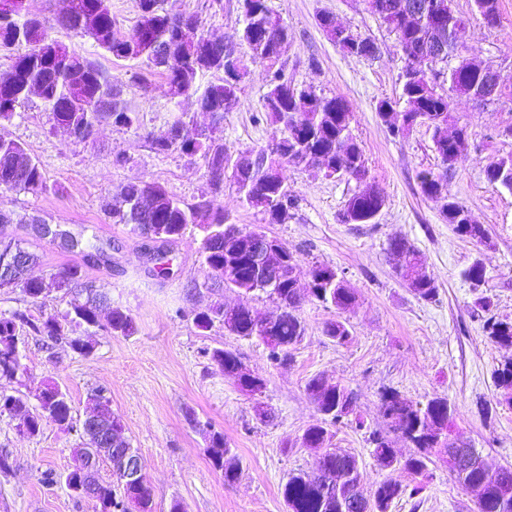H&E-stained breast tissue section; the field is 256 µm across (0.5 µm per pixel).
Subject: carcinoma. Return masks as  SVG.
Wrapping results in <instances>:
<instances>
[{
	"label": "carcinoma",
	"mask_w": 512,
	"mask_h": 512,
	"mask_svg": "<svg viewBox=\"0 0 512 512\" xmlns=\"http://www.w3.org/2000/svg\"><path fill=\"white\" fill-rule=\"evenodd\" d=\"M27 0H13V16H0V54L9 60L15 70L17 83L12 86L0 84V125L11 122L18 112L17 107L27 99L24 87L28 84L42 85V97L49 120L59 121L71 127L73 143L85 142L101 121L112 125L132 128L137 125V114L130 111L120 98L112 74L96 62L69 49L62 41L51 36L46 22L29 12ZM165 0H137L138 20L132 31L122 35L115 29L111 0H70L67 21L61 28L74 36L88 37L104 52L118 59H141L147 67L159 71L167 78L171 98L184 96L197 98L212 114L213 123L208 133L194 140L182 138L183 119H176L164 139L148 137L151 149L158 153L178 151L184 156H200L205 161L210 188L218 193L224 188V169L229 158L222 143L224 112L230 106L229 99H238L247 69L240 65L234 76H222L216 82L201 85L200 77L207 72L224 71L221 52L209 50L207 44L184 38L179 27L170 19L163 6ZM385 15L382 22L400 38L405 49L418 55L427 46L439 40L445 44V52L439 59L425 62L429 73L436 77V66L459 54L460 47L448 43V27L464 21L451 6V0H378ZM419 3V15L408 16V7ZM242 23L237 31L238 40L248 46L251 58L262 62H273L259 53L260 42L267 36L290 37L288 26L267 5V0H242ZM318 22L326 37L341 51L368 57L373 53L353 50L347 38L336 28V18L328 13L319 16ZM449 90L454 94H476L482 86L479 77L451 69L446 73ZM400 100L403 109H396L397 102L382 101L378 114L393 136L409 132L417 124L433 128L435 150L444 169H450L448 161L458 149V143H441L438 126L452 124L457 127L459 138L467 140L466 129L458 126L454 113L449 111L451 97L437 91L435 83L423 80L403 82ZM264 111L280 126L285 150L283 154L320 153L331 164L330 176L337 174L362 182L368 176L364 153L351 131V112L347 102L340 97H328L311 87L298 88L285 80L281 70L273 72L267 91L263 96ZM253 160L245 166H235L232 181L242 204L256 209L269 224H286L291 218L292 191L281 171V165L265 156V148L252 151ZM486 179L512 191V156L499 158L485 170ZM421 192L440 204L443 220L453 227L461 237L478 243L487 238L486 230L448 190L447 174L436 175L424 170L418 174ZM47 187L39 161L32 158L21 141L0 136V190L38 194ZM115 200L108 208L112 223L125 224L142 235L154 236V241L172 243L192 226L198 229L202 247V263L209 270L213 285L221 286L223 280L217 270L231 260L240 261L248 256L255 238L266 233L255 228H239L241 237L224 233L229 215L224 206L213 197L202 195L194 203H186L170 194L165 187L155 182L140 186L134 181L118 185ZM385 198L374 201L358 192L347 201L344 220L352 213H361V223L371 224L376 212L382 208ZM389 251L405 257V264L395 272L402 284L420 301L431 302L438 295L433 279L422 281L411 279L413 270L422 262L420 252L405 238H393ZM38 256L27 251V266L16 270L8 278L0 276V289L18 290L27 302L36 304L42 290L51 280L54 288L66 298L67 308L55 315L32 319L22 310L10 314L0 313V378L22 382L28 375L23 363L18 330L25 326L34 336L41 337L46 348L66 343L80 355L93 351L87 337L102 331L129 337L137 332V325L129 313L120 306L112 305L107 294L83 282L79 265L67 266L50 277L34 274ZM293 267L288 265L279 275L276 284H263L255 292L266 295L282 308L272 323L271 332H266V314L247 308L237 314L234 321L235 335L246 340H257L269 349L274 361L290 359L291 350L305 335V325L299 314L300 302L293 287ZM307 273L314 288L312 299L346 312L356 304V293L350 288L336 268L314 263ZM216 302L197 311L193 324L200 334L209 332L217 325H224V317ZM484 331L491 341L512 346V322L489 317ZM324 334L339 345L350 341L351 333L345 321L331 320L324 326ZM210 359L230 377L232 367L239 361L237 353L224 348H215ZM497 387L502 401L512 405V364H504L497 371ZM306 391L316 411L317 422L307 428L302 439L306 447L317 453V465L309 470H300L288 475L282 486V496L288 512H388L391 503L404 492L419 495L425 489L423 480L430 475L429 465L455 454L461 448L469 454L479 450L460 441L448 431L442 441L432 439L428 425L438 421L452 427L455 408L445 397H433L425 403H414L389 391L381 396L380 414L394 416L399 426L408 433L407 439L416 453L406 459L398 457L391 447L387 432L375 429L368 437L372 445L371 454L377 464L386 470L396 467L417 480L412 488L391 477L381 481L370 495L359 488L360 473L358 459L345 451L326 447L330 439L328 426L353 414L355 397L352 390L340 383L330 384L321 377H313L306 384ZM93 402L106 403L105 415L112 430L123 432L118 414L112 411V400L98 390L92 395ZM38 404L30 406L28 396L20 393L0 392V409L17 421L19 432L29 436L40 433L42 417L40 410L50 409L49 416L61 428L74 431L86 440L84 451L76 453L73 465L60 480L73 491L84 482L83 457L94 456L113 463L112 475L118 486L105 481H96L95 509L97 512H153V494L150 488L123 481L118 466L106 447L82 429L75 419L74 407L69 395L54 383H47L37 396ZM207 452L212 466L224 473V481L234 483L240 475V466L234 449L224 440V434L207 431ZM456 480L472 493L477 512H512V473L495 476L483 470L482 463L472 462L465 469H450ZM342 480L344 490L341 497L328 493L330 480Z\"/></svg>",
	"instance_id": "cac0c4a2"
}]
</instances>
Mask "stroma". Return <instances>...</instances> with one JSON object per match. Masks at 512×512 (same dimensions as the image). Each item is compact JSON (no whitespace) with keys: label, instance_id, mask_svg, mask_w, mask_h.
I'll list each match as a JSON object with an SVG mask.
<instances>
[{"label":"stroma","instance_id":"obj_1","mask_svg":"<svg viewBox=\"0 0 512 512\" xmlns=\"http://www.w3.org/2000/svg\"><path fill=\"white\" fill-rule=\"evenodd\" d=\"M288 25L291 37L277 66L296 86H314L327 96L344 98L352 113L351 130L368 167L366 183L339 175L286 168L293 190L292 217L268 224L260 212L242 207L232 181H225L222 201L233 223L264 230L285 242L301 269L319 262L335 267L357 293V304L341 313L321 303L303 301L299 314L306 332L278 363L259 342L247 341L214 327L199 335L194 313L214 301L274 310L268 298L231 287H213L200 258V238L189 229L169 244V276L155 274L147 252L156 243L128 226L113 223L104 209L115 188L130 180L154 181L188 202L208 190L202 158L177 152L155 153L148 134H163L177 119L207 126L211 116L192 101H174L163 76L145 62L103 54L92 40L67 34L56 24L65 0H28L31 12L51 23L50 33L77 53L95 59L112 73L121 98L139 117L126 129L102 122L87 142L73 144L53 130L39 98L22 105L20 115L0 133L23 142L41 164L47 189L32 196L0 191V212L11 218L5 231L32 244L44 273L82 265L86 279L108 292L113 304L134 317L138 331L130 337H93L94 351L82 356L67 346L47 351L39 337L20 328L22 353L29 368L23 390L37 395L44 382L66 390L76 414H83L92 389L104 388L112 409L123 421L125 435L144 462L155 512H170L181 502L186 512H287L280 493L290 473L312 466L315 453L299 439L318 414L306 392L309 379L322 376L354 391V416L331 426L330 447L355 455L364 490L386 477L407 481L406 473L381 469L367 441L381 427L379 399L392 390L414 402L435 396L455 408L454 433L478 448L497 466L512 467V406L500 403L495 386L498 368L512 360V347L492 342L483 325L487 315L512 321V191L490 185V162L512 155V96L485 107L453 97L452 108L468 135L466 150L450 170H443L433 145V130L414 126L405 135L390 134L378 115L381 101L398 100L405 57L394 33L371 13L365 0H267ZM465 16L467 55L497 69L512 81V0H500L496 26L485 25L474 0H454ZM174 12L198 13L205 34L232 41L241 26L238 0H167ZM350 27L376 45L369 58L348 55L331 43L317 23L322 13ZM237 51L247 59L248 74L238 101L224 114L223 144L229 158L266 146L279 135L263 109L268 66L250 59L247 46ZM124 156L116 164V156ZM448 174V188L484 224L488 245L458 236L446 224L437 203L419 187L420 171ZM372 185L385 197L374 223L350 224L342 213L348 199ZM39 217L61 225L99 248L88 259L63 250L56 242L32 236L30 221ZM408 239L421 253L425 272L434 279L435 301L417 300L395 277L388 244ZM481 262L486 278L472 288L465 277ZM489 297L483 311L477 297ZM344 318L351 339L336 344L323 333L326 322ZM213 348L235 351L245 367L261 375L265 388L252 397L225 378L210 359ZM496 406L484 418L481 406ZM222 432L240 462L236 482H225L206 452V431ZM81 441L75 433L45 420L40 433L20 434L14 421L0 416V455L9 462L0 473V512H94L92 501L78 497L64 483L45 481V473H64ZM431 477L419 496H405L390 512H476L474 498L450 477L446 464L430 467Z\"/></svg>","mask_w":512,"mask_h":512}]
</instances>
